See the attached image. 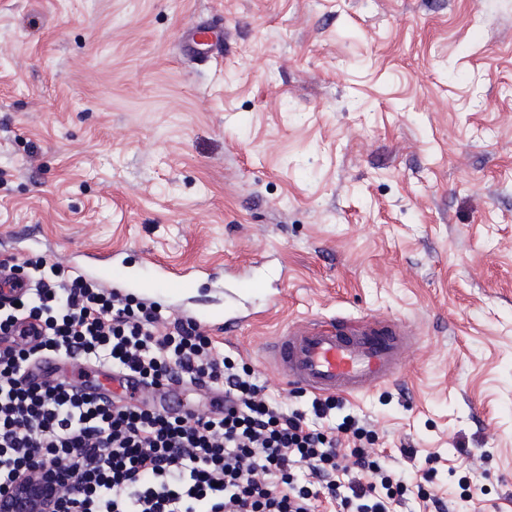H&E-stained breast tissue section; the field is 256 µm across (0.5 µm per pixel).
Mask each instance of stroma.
Instances as JSON below:
<instances>
[{
	"mask_svg": "<svg viewBox=\"0 0 512 512\" xmlns=\"http://www.w3.org/2000/svg\"><path fill=\"white\" fill-rule=\"evenodd\" d=\"M0 252L110 262L174 317L262 284L218 345L291 409L290 321L405 320L401 380L337 417L512 512V0H0ZM162 265L195 290L148 291ZM222 35L219 31L212 29L209 25H198L186 36L188 50L193 54L208 56L209 51L221 41Z\"/></svg>",
	"mask_w": 512,
	"mask_h": 512,
	"instance_id": "stroma-1",
	"label": "stroma"
}]
</instances>
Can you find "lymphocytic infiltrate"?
I'll return each mask as SVG.
<instances>
[{
	"label": "lymphocytic infiltrate",
	"mask_w": 512,
	"mask_h": 512,
	"mask_svg": "<svg viewBox=\"0 0 512 512\" xmlns=\"http://www.w3.org/2000/svg\"><path fill=\"white\" fill-rule=\"evenodd\" d=\"M18 293L0 303V487L57 472L56 512H396L409 482L433 512H461L473 494L428 489L436 468L405 471L418 448L377 447L375 433L317 397L310 412L283 408L247 365L198 324L161 304L103 287L40 259L0 260ZM109 365L164 394L182 379L206 411L170 412L111 401L67 381L31 382L45 358Z\"/></svg>",
	"instance_id": "obj_1"
}]
</instances>
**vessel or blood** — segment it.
<instances>
[{
  "instance_id": "1",
  "label": "vessel or blood",
  "mask_w": 512,
  "mask_h": 512,
  "mask_svg": "<svg viewBox=\"0 0 512 512\" xmlns=\"http://www.w3.org/2000/svg\"><path fill=\"white\" fill-rule=\"evenodd\" d=\"M219 31L207 25L186 36L191 53L208 55L220 42ZM245 315L225 308L223 319L198 318L203 327L230 336ZM419 344L404 323L372 317L353 323L345 317L296 321L270 341L264 359L289 382L318 395L353 397L395 381Z\"/></svg>"
}]
</instances>
